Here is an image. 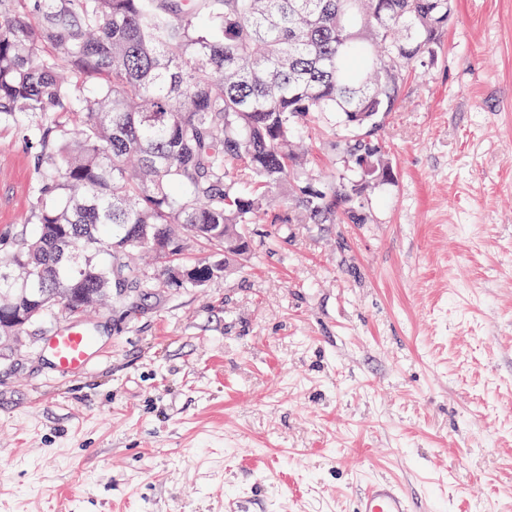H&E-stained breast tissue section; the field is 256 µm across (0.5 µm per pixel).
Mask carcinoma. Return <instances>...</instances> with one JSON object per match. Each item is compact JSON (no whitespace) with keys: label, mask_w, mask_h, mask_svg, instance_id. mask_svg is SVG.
<instances>
[{"label":"carcinoma","mask_w":512,"mask_h":512,"mask_svg":"<svg viewBox=\"0 0 512 512\" xmlns=\"http://www.w3.org/2000/svg\"><path fill=\"white\" fill-rule=\"evenodd\" d=\"M451 21L448 0H0V121L35 120L38 184L19 220L37 230L0 264V332L147 287L133 256L175 254L177 225L224 248L160 269L202 288L247 253L251 224L364 223L358 189L394 171L363 134ZM323 115L369 162L353 182L318 188L291 151ZM285 184L296 207L277 211Z\"/></svg>","instance_id":"obj_1"}]
</instances>
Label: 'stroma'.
<instances>
[{
	"label": "stroma",
	"instance_id": "1",
	"mask_svg": "<svg viewBox=\"0 0 512 512\" xmlns=\"http://www.w3.org/2000/svg\"><path fill=\"white\" fill-rule=\"evenodd\" d=\"M315 186L354 177L302 128ZM381 139L362 224H255L241 267L83 319L111 354L54 377L45 313L0 343V512H351L396 481L436 512H512V0H454ZM36 196L0 124V261Z\"/></svg>",
	"mask_w": 512,
	"mask_h": 512
}]
</instances>
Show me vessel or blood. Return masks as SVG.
Listing matches in <instances>:
<instances>
[{
	"label": "vessel or blood",
	"instance_id": "obj_1",
	"mask_svg": "<svg viewBox=\"0 0 512 512\" xmlns=\"http://www.w3.org/2000/svg\"><path fill=\"white\" fill-rule=\"evenodd\" d=\"M52 374L70 378L90 369L108 355L83 326L59 325L45 342ZM413 501L401 486L384 479L368 483L354 498V512H413Z\"/></svg>",
	"mask_w": 512,
	"mask_h": 512
}]
</instances>
